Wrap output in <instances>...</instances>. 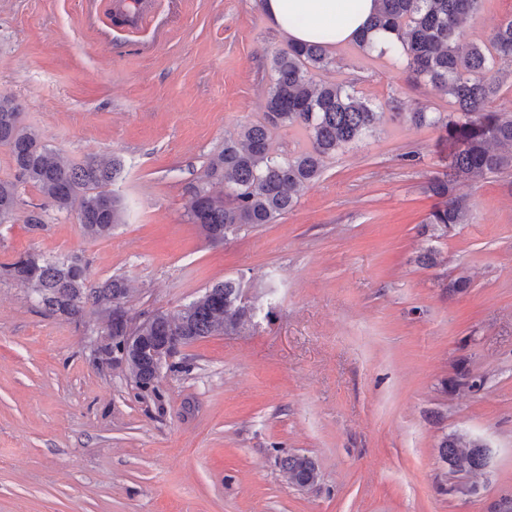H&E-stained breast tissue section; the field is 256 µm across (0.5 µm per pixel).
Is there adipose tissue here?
Instances as JSON below:
<instances>
[{
  "label": "adipose tissue",
  "mask_w": 512,
  "mask_h": 512,
  "mask_svg": "<svg viewBox=\"0 0 512 512\" xmlns=\"http://www.w3.org/2000/svg\"><path fill=\"white\" fill-rule=\"evenodd\" d=\"M266 19L296 44L342 46L362 32L377 0H262Z\"/></svg>",
  "instance_id": "obj_1"
}]
</instances>
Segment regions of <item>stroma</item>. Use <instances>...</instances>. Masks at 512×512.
<instances>
[{
  "label": "stroma",
  "instance_id": "stroma-1",
  "mask_svg": "<svg viewBox=\"0 0 512 512\" xmlns=\"http://www.w3.org/2000/svg\"><path fill=\"white\" fill-rule=\"evenodd\" d=\"M150 2L135 28L114 0H0V93L65 161L125 165L110 236L30 184L0 223V512H497L512 499V183L462 186L467 223L421 235L448 147L388 115L274 223L210 242L192 190L225 135L261 120L289 39L260 0ZM511 18L512 0H480L465 36L484 44ZM327 55L317 81L454 109L390 58L353 43ZM428 246L433 267L416 261ZM28 252L79 258L96 284L126 278L135 315L235 278L255 317L184 347L145 390L98 361L92 309L48 314L10 275ZM460 273L471 286L449 295ZM462 368L480 389L447 391ZM451 433L487 445L481 474H449ZM291 454L315 461L316 486L289 484Z\"/></svg>",
  "mask_w": 512,
  "mask_h": 512
}]
</instances>
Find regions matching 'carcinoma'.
Masks as SVG:
<instances>
[{
  "label": "carcinoma",
  "instance_id": "obj_1",
  "mask_svg": "<svg viewBox=\"0 0 512 512\" xmlns=\"http://www.w3.org/2000/svg\"><path fill=\"white\" fill-rule=\"evenodd\" d=\"M379 11L368 31L356 41L369 47V32L396 34L395 58L403 68L448 94L455 111L434 114L422 107L409 110L411 121L433 129L448 144V166L434 175L427 189L436 198L423 221L430 237L441 238L468 220L469 207L457 187L478 176L512 174V113L489 109L500 92L498 74L512 66V19L498 25L488 44L466 40L463 27L479 0H378ZM274 78L266 91L262 120L244 128L240 137L224 138V149L210 162L203 178L224 184V194L203 187L193 191L188 215L213 241H222L244 226L271 224L297 203V192L322 173L324 161L350 144L373 135L383 113L356 92L336 84L318 83L314 72L331 60L325 46L292 45L272 57ZM15 99L0 94V147L10 152L15 180H0V222L11 217L19 200V186L34 184L49 205L76 214L84 233L92 238L112 234L123 223L121 200L109 186L123 174L124 162L114 156L80 163L64 162L57 150L25 125ZM298 126L307 132L310 147L280 160L269 154L271 133ZM9 273L35 291L38 303L52 314L73 316L85 306L102 314L101 304L112 300L126 305V281L112 278L90 283L88 268L78 260L50 261L28 253L10 264ZM135 333L150 344L176 332L185 345L208 336L237 331L247 323L244 289L224 279L180 310L156 312L133 320ZM109 351L120 347L126 326L105 320ZM122 370L140 387H155L153 366L127 351ZM440 459L453 475L484 469L488 449L476 440L452 434L443 438ZM290 483L313 487L319 474L312 459L291 455L283 459Z\"/></svg>",
  "mask_w": 512,
  "mask_h": 512
}]
</instances>
